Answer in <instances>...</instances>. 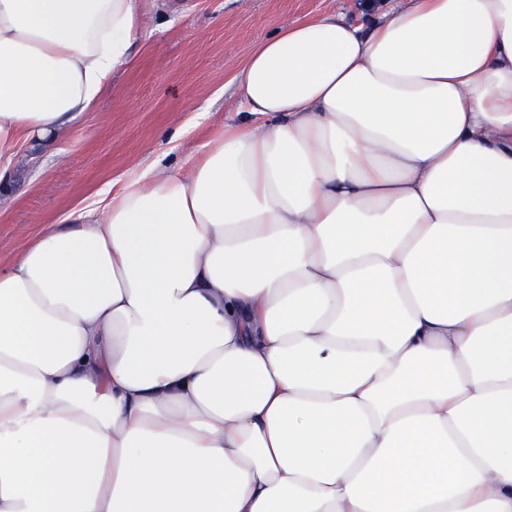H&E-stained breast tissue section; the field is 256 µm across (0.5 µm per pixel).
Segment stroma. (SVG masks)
Here are the masks:
<instances>
[{
  "label": "stroma",
  "mask_w": 512,
  "mask_h": 512,
  "mask_svg": "<svg viewBox=\"0 0 512 512\" xmlns=\"http://www.w3.org/2000/svg\"><path fill=\"white\" fill-rule=\"evenodd\" d=\"M368 0H150L128 65L59 140L28 143L0 195V261L35 227L115 192L156 158L190 161L240 109L235 76L273 23L337 14L357 23Z\"/></svg>",
  "instance_id": "1"
}]
</instances>
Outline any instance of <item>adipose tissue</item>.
<instances>
[{"label": "adipose tissue", "instance_id": "obj_1", "mask_svg": "<svg viewBox=\"0 0 512 512\" xmlns=\"http://www.w3.org/2000/svg\"><path fill=\"white\" fill-rule=\"evenodd\" d=\"M142 0H0V189ZM243 117L0 263V512H512V0L278 25Z\"/></svg>", "mask_w": 512, "mask_h": 512}]
</instances>
